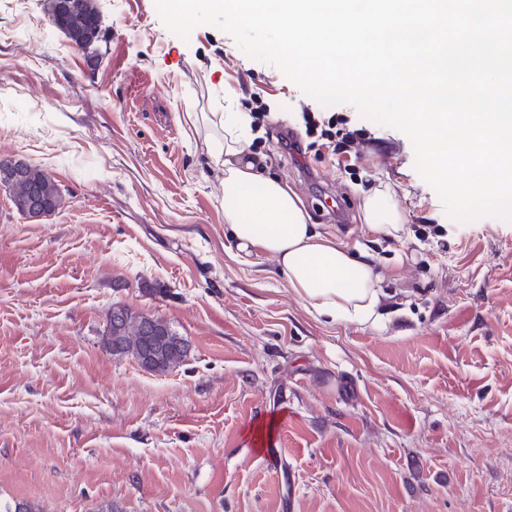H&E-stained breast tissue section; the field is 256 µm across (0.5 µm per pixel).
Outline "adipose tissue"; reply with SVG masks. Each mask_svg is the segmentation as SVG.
Segmentation results:
<instances>
[{"label":"adipose tissue","instance_id":"ef3b65f1","mask_svg":"<svg viewBox=\"0 0 512 512\" xmlns=\"http://www.w3.org/2000/svg\"><path fill=\"white\" fill-rule=\"evenodd\" d=\"M190 125L204 124L211 165L224 171V224L232 242L230 256L240 264L258 256L273 257L290 291L305 308L330 322H376L382 290L380 278L359 246L323 234L311 224L297 193L262 171V158L245 144L251 117L244 112H215ZM364 227L379 237L409 236L406 216L392 183L364 191Z\"/></svg>","mask_w":512,"mask_h":512}]
</instances>
